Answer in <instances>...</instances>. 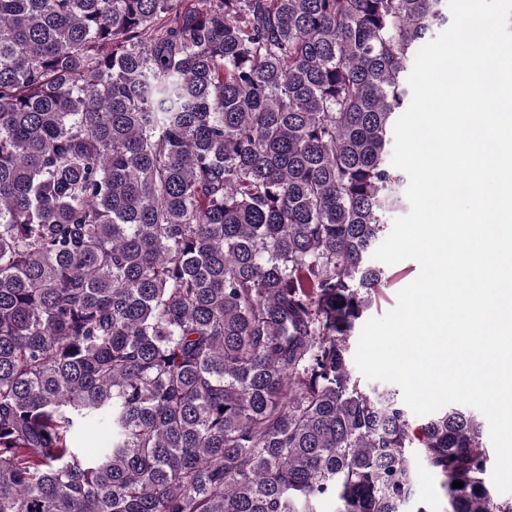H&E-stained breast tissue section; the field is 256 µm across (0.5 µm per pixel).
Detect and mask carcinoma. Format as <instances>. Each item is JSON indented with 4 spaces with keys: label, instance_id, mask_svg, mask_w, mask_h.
I'll list each match as a JSON object with an SVG mask.
<instances>
[{
    "label": "carcinoma",
    "instance_id": "1",
    "mask_svg": "<svg viewBox=\"0 0 512 512\" xmlns=\"http://www.w3.org/2000/svg\"><path fill=\"white\" fill-rule=\"evenodd\" d=\"M443 5L0 0V512H512L351 369ZM76 440L81 448L100 451L103 448L111 447L112 436L110 428L106 423H97L85 429L76 437ZM416 497L431 500L433 510L438 512H442L447 505L438 485L426 474H421L419 478Z\"/></svg>",
    "mask_w": 512,
    "mask_h": 512
}]
</instances>
